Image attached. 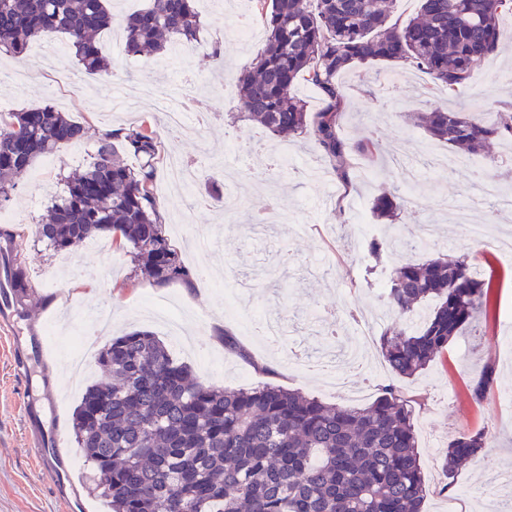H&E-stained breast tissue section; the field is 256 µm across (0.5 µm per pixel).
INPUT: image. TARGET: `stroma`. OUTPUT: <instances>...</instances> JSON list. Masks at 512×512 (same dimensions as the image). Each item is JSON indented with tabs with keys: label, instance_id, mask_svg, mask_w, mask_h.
Instances as JSON below:
<instances>
[{
	"label": "stroma",
	"instance_id": "obj_1",
	"mask_svg": "<svg viewBox=\"0 0 512 512\" xmlns=\"http://www.w3.org/2000/svg\"><path fill=\"white\" fill-rule=\"evenodd\" d=\"M148 0H111L112 27L99 42L114 61L110 76L86 79L66 39L32 42L23 57L0 56V104L20 112L49 102L83 124V139L56 151V162L45 166L36 158L39 181L20 179L7 205L18 217L11 230L21 243L34 294L24 306L13 309L12 325L0 329V512H107L92 482V467L73 436L72 416L80 394L63 396L69 372L60 352L31 361L16 372L18 346L45 335L60 317L89 330L99 313H108L112 335L149 330L165 342L173 357L189 365L204 381L228 389L271 383L319 397L330 404L344 398L319 376L302 367H289L283 353L270 350L263 336L246 333L242 319L229 309L228 289L233 282L252 285V313L283 321L289 346L299 348L303 359L332 347L354 343L359 326L382 334L378 318L386 308L378 286L399 262L398 253L385 250L369 254V239L360 238L361 223L377 218L373 202L393 180L365 176L366 165L352 185L339 184L324 162L315 142L298 135L280 139L262 126L231 117L237 105L235 77L254 62L265 41L264 32L238 39L244 20L252 14L251 0H196L203 30L202 42L182 56L174 54L134 57L124 50L123 25ZM501 49L476 70L460 101L475 103L474 118L491 125L498 111L512 107V18ZM222 45L224 56L206 58L211 46ZM24 70L36 79L28 91L18 90L11 78ZM349 102L342 133L350 142L375 137L384 148L385 164L402 153L419 169V182L402 218L409 231L430 227L434 238L415 254L424 260L441 254L464 257L492 283L491 299L478 322L455 337L442 361L413 378L399 379L384 371L381 379L365 383V402H372L382 385L396 383L417 400L419 452L427 497L424 512H501L507 493L499 476L512 461V409L504 399L512 396V359L501 351L503 337L512 336V261L497 250V241L512 237V211L491 208L477 199L476 187L488 179V165L443 172L432 159L448 154L447 145L429 140L410 122V112L429 111L433 98L424 92L429 78L415 69L392 65H355L341 76ZM163 86L172 102H180L187 84L198 85L195 97L210 111L203 136L186 139L167 131L162 113L149 102L135 108L106 111L99 99L131 84ZM150 121L159 140L154 184L165 224H185L189 233L209 237L210 248L192 250L184 237L170 240L180 258L197 272L199 286L171 282L156 285L135 275L128 250L119 248L110 233L97 234L102 248L88 252L77 247L55 253L35 236V226L47 210L64 197L68 175L84 165V153L93 152L99 135L112 128H128ZM179 157L196 173L193 193L172 183L166 164ZM224 193L215 198L212 185ZM471 211L476 223L486 225L490 236L474 242L458 224L456 213ZM233 334L253 355L273 369L264 378L242 360L212 345L211 332L219 326ZM494 368V381L482 401L472 398V385L485 365ZM46 415L48 429L57 436L54 450L61 471L59 482L44 477V462L30 455L35 433L28 423L31 413ZM483 429L494 441L484 459L459 470L456 486L467 487L466 496L444 492L439 461L442 448L460 434Z\"/></svg>",
	"mask_w": 512,
	"mask_h": 512
}]
</instances>
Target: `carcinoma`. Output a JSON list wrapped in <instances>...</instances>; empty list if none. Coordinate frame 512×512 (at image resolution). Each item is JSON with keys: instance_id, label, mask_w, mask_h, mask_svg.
<instances>
[{"instance_id": "carcinoma-1", "label": "carcinoma", "mask_w": 512, "mask_h": 512, "mask_svg": "<svg viewBox=\"0 0 512 512\" xmlns=\"http://www.w3.org/2000/svg\"><path fill=\"white\" fill-rule=\"evenodd\" d=\"M265 46L236 78L239 118L275 136L305 134L346 188L356 154L381 166L378 139L351 144L342 134L347 90L340 76L356 64L385 62L421 71L433 88L457 96L472 73L494 55L512 0H420L417 16L391 22L397 0H253ZM112 24L106 0H0V54L19 57L30 42L64 35L84 74L110 72L97 36ZM195 0H149L127 19L126 52L160 55L174 42L198 41ZM304 80L321 96L312 112L294 93ZM429 137L468 157L492 141L512 140V108L494 125L468 108L436 106L411 112ZM84 126L53 105L0 114V207L11 200L33 161L80 141ZM120 139L139 168L117 155ZM158 135L146 124L101 134L91 161L67 180V195L52 206L36 237L55 252L109 232L134 254L136 269L158 285L192 284L196 273L165 234L152 192ZM376 216L401 221L404 198L382 192ZM405 230L370 244L371 255L397 249ZM15 303L33 292L23 258L12 272ZM489 284L465 260L406 258L391 271L385 297L401 318L421 304L430 314L416 329L392 322L381 337L391 371L415 376L439 360L448 344L480 316ZM224 350L257 366L236 336ZM108 381L90 385L73 414L77 447L95 467L111 512H421L426 498L414 411L394 384L366 406L328 405L298 390L267 383L226 390L199 381L152 332L135 330L97 353ZM494 371L486 366L472 387L481 401ZM491 447L483 430L448 441L441 471L459 468Z\"/></svg>"}]
</instances>
